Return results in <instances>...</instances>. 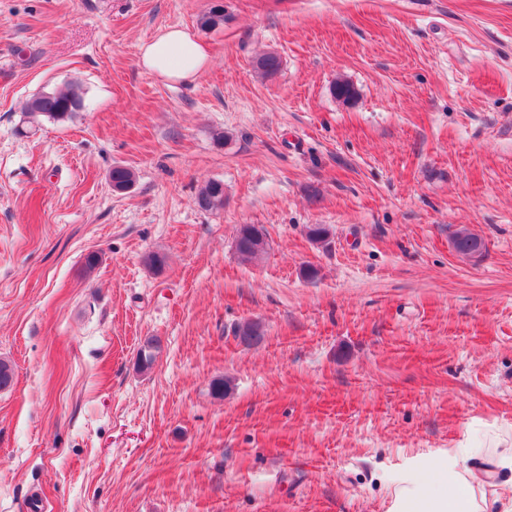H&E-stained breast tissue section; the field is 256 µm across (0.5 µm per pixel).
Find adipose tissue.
Segmentation results:
<instances>
[{
  "label": "adipose tissue",
  "mask_w": 512,
  "mask_h": 512,
  "mask_svg": "<svg viewBox=\"0 0 512 512\" xmlns=\"http://www.w3.org/2000/svg\"><path fill=\"white\" fill-rule=\"evenodd\" d=\"M140 64L169 81L197 78L210 56L187 30L171 27L141 44ZM387 512H512V442L415 455L390 480Z\"/></svg>",
  "instance_id": "ef3b65f1"
}]
</instances>
